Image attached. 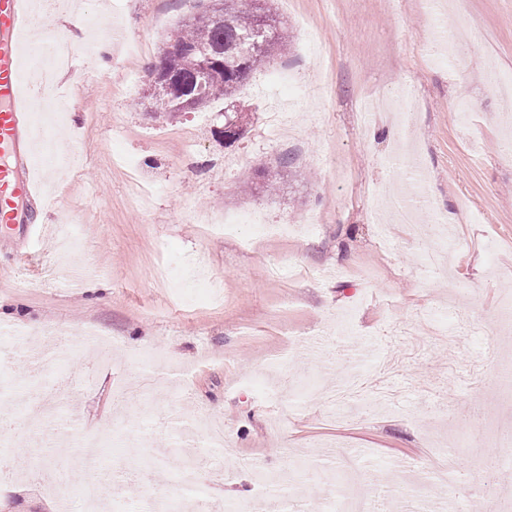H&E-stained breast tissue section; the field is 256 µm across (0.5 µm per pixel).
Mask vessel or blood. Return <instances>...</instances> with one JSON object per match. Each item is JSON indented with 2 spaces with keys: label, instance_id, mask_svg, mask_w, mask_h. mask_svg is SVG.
I'll use <instances>...</instances> for the list:
<instances>
[{
  "label": "vessel or blood",
  "instance_id": "vessel-or-blood-1",
  "mask_svg": "<svg viewBox=\"0 0 512 512\" xmlns=\"http://www.w3.org/2000/svg\"><path fill=\"white\" fill-rule=\"evenodd\" d=\"M22 0H0V223H26L44 178L32 164L33 124L20 79Z\"/></svg>",
  "mask_w": 512,
  "mask_h": 512
}]
</instances>
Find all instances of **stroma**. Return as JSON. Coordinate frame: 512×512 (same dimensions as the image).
Here are the masks:
<instances>
[{"label": "stroma", "instance_id": "35a3bbf8", "mask_svg": "<svg viewBox=\"0 0 512 512\" xmlns=\"http://www.w3.org/2000/svg\"><path fill=\"white\" fill-rule=\"evenodd\" d=\"M208 0H75L55 22L77 20L68 68L55 81L69 117L47 129L59 154L81 153L80 175L56 169L35 209L33 232L19 249L0 248V328L21 327L19 349L38 330L90 326L117 342L107 367L99 352L74 354L63 379L81 388L62 407L71 428L40 436V423L19 417L0 458L13 462L18 492L0 512H82L85 496L105 512L142 494L183 501L193 469L208 512H253L254 470L273 476L271 494L287 495L288 512H308L352 473L386 492L388 512H422L470 494L482 512L500 492L486 481L466 445L467 412L481 411L487 433L512 429V396L496 389L512 369V332L494 328L500 301L512 295V139L504 100L487 81L488 63L512 73V0H272L289 41L245 81L233 98L248 112L241 139L225 144L224 102L171 118L151 112L145 64L156 63L165 35L202 13ZM114 21L120 34L87 24ZM465 39L458 68L441 67L427 50L437 19ZM320 39L329 64L323 89L290 100L299 122L281 141L266 127L273 103L270 74L306 78L304 26ZM107 39L110 66L83 42ZM415 91L412 123L388 112L366 119L360 106ZM469 100L468 121L455 111ZM420 146L428 188L448 216L453 247L443 271L420 264L431 223L425 210L410 224L379 229L376 195L407 185L392 159L402 137ZM293 173L266 186L264 171L281 158ZM259 214L282 232L212 234L207 219ZM315 218L307 230L306 218ZM79 225L78 248L61 247L57 227ZM183 271L162 278L170 257ZM276 262L282 275L266 273ZM427 317L460 329L458 344L426 335ZM395 362L398 394L387 408L362 394L337 416L328 394L352 372L384 356ZM151 373L154 388L136 400L115 387ZM222 424L228 450L203 463L205 427ZM100 441L82 461V444ZM455 443L468 484L430 476L432 443ZM61 482L67 502L46 493Z\"/></svg>", "mask_w": 512, "mask_h": 512}]
</instances>
